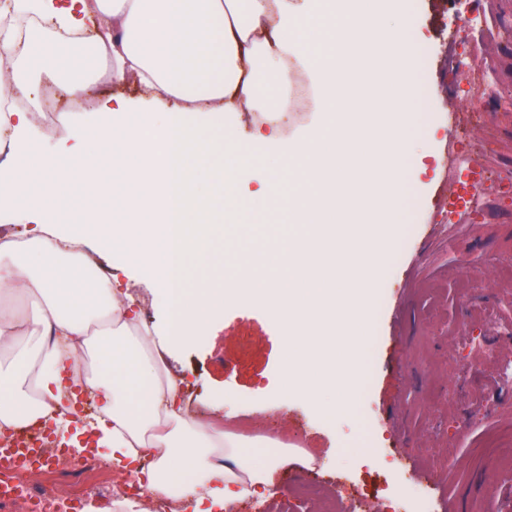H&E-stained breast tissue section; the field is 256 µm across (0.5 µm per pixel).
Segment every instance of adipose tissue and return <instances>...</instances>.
Here are the masks:
<instances>
[{"mask_svg":"<svg viewBox=\"0 0 512 512\" xmlns=\"http://www.w3.org/2000/svg\"><path fill=\"white\" fill-rule=\"evenodd\" d=\"M33 15L25 40L0 30V61L35 50L45 22L91 28L68 42L55 74L69 97L92 78L134 83L178 102L130 118L103 106L95 126L59 120L78 146L67 159L29 136L26 112L0 113L13 155L0 165V214L36 211L37 234L0 235V429L53 422L86 450L57 404L60 371L90 354L84 388L101 402L98 445L152 495L222 512L288 464L286 445L243 438L182 406L165 358L202 336L211 316L249 300L286 341L282 391L324 415L353 411L381 263L419 181L420 75L407 0H14ZM309 74L316 124L281 138L286 99L270 85ZM261 111L241 141L230 112ZM118 164L122 175L104 181ZM86 205L68 212L72 181ZM254 183L242 196L243 183ZM287 225L272 223L275 206ZM149 270L162 288L167 336L138 326L133 297L92 255ZM280 273L262 276L268 264ZM155 460L140 470L145 454Z\"/></svg>","mask_w":512,"mask_h":512,"instance_id":"obj_1","label":"adipose tissue"}]
</instances>
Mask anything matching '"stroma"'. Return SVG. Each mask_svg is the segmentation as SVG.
Instances as JSON below:
<instances>
[{
  "label": "stroma",
  "mask_w": 512,
  "mask_h": 512,
  "mask_svg": "<svg viewBox=\"0 0 512 512\" xmlns=\"http://www.w3.org/2000/svg\"><path fill=\"white\" fill-rule=\"evenodd\" d=\"M424 62L420 97L432 127L425 132L423 182L403 229L382 263L372 313L366 381L355 413L329 418L303 396H286L284 341L264 308L250 303L209 321L208 335L173 343L168 360L189 413L224 415L225 430L246 424L283 439L303 431L312 467L283 466L265 497L226 503L223 512H512V112L498 104L512 91V0H411ZM486 68L494 98L476 105L451 89L449 71ZM148 112L175 102L159 92L98 80L82 106L64 93L57 111L90 123L103 100ZM466 122L449 129L448 116ZM481 161L491 178L482 193L488 215L448 225V142ZM106 275L129 288L139 321L166 332L162 294L144 271L120 259ZM317 485L321 502L302 498Z\"/></svg>",
  "instance_id": "stroma-1"
}]
</instances>
